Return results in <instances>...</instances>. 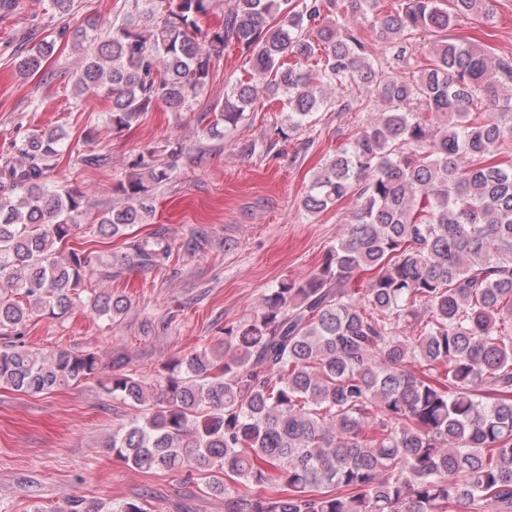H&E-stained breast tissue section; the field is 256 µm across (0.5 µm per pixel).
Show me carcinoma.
I'll use <instances>...</instances> for the list:
<instances>
[{
    "label": "carcinoma",
    "mask_w": 512,
    "mask_h": 512,
    "mask_svg": "<svg viewBox=\"0 0 512 512\" xmlns=\"http://www.w3.org/2000/svg\"><path fill=\"white\" fill-rule=\"evenodd\" d=\"M347 2L375 14L379 52L340 18L322 24L341 13L337 0H234L207 30L214 0H131L107 31L87 19L73 32L85 59L75 94L109 99L103 121L118 132L158 102L189 109L232 40L251 78L213 107V138L263 89L286 106L281 138L333 106L382 102L312 177L306 211L357 203L322 263L152 381L103 380L137 411L108 447L139 469L213 474L224 512H512V58L448 36L464 19L492 21L495 0H397L385 15L379 0ZM422 37L434 41L421 62L412 42ZM54 47H32L18 70L41 71ZM68 141L61 126L34 130L0 155L1 330L58 318L86 291L98 318L128 308L88 289L110 263L68 246L88 215L82 194L51 180ZM134 167L113 187L126 205L98 213L90 236L145 223L153 189L174 173L150 152ZM172 256L156 230L128 238L121 262L162 268ZM361 272L372 276L358 286ZM99 374L91 351L0 350V385L25 393ZM234 485L263 494L233 496ZM56 512L102 505L66 498Z\"/></svg>",
    "instance_id": "obj_1"
}]
</instances>
